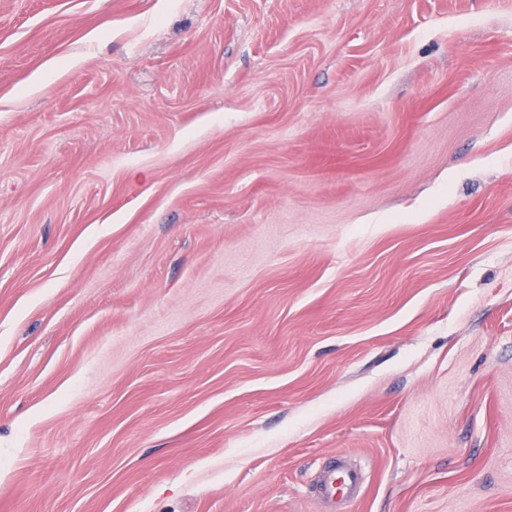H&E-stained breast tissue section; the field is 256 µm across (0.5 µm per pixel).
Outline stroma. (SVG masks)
<instances>
[{"label":"stroma","mask_w":512,"mask_h":512,"mask_svg":"<svg viewBox=\"0 0 512 512\" xmlns=\"http://www.w3.org/2000/svg\"><path fill=\"white\" fill-rule=\"evenodd\" d=\"M512 512V0H0V512ZM361 471L339 463L323 471L322 479L316 485L317 496L322 501H335L336 496L357 498L362 490Z\"/></svg>","instance_id":"1"}]
</instances>
